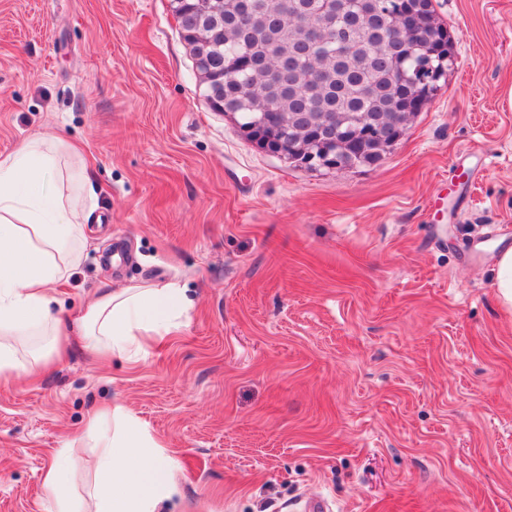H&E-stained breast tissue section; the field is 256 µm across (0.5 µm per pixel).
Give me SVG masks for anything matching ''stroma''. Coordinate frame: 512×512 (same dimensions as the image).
<instances>
[{"instance_id": "35a3bbf8", "label": "stroma", "mask_w": 512, "mask_h": 512, "mask_svg": "<svg viewBox=\"0 0 512 512\" xmlns=\"http://www.w3.org/2000/svg\"><path fill=\"white\" fill-rule=\"evenodd\" d=\"M438 94L378 163L309 171L213 111L171 0H0V154L75 144L96 206L52 310L186 288L126 362L78 338L0 386V512L121 401L176 459L163 512H512V0H434ZM494 287L505 302L512 303V249H505L499 254Z\"/></svg>"}]
</instances>
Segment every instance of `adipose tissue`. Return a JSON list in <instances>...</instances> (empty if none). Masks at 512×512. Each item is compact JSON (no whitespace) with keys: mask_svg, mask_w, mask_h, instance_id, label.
Masks as SVG:
<instances>
[{"mask_svg":"<svg viewBox=\"0 0 512 512\" xmlns=\"http://www.w3.org/2000/svg\"><path fill=\"white\" fill-rule=\"evenodd\" d=\"M80 154L56 136H35L0 154V385L48 364L64 348L52 287L83 257V219L93 202ZM175 284H134L100 292L76 318L87 349L134 360L147 339L180 325L190 307ZM96 452L86 465L67 440L42 476L46 512H74L72 490L86 483L87 512H159L175 487V464L120 403L97 411L86 429Z\"/></svg>","mask_w":512,"mask_h":512,"instance_id":"ef3b65f1","label":"adipose tissue"}]
</instances>
